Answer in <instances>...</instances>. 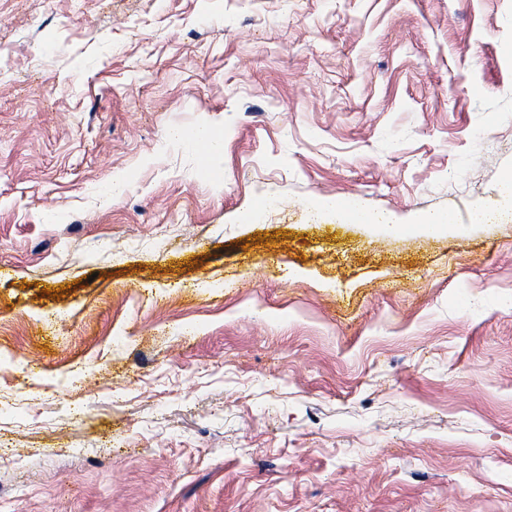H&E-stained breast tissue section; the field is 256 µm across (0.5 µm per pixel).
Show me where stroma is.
Listing matches in <instances>:
<instances>
[{
    "label": "stroma",
    "mask_w": 512,
    "mask_h": 512,
    "mask_svg": "<svg viewBox=\"0 0 512 512\" xmlns=\"http://www.w3.org/2000/svg\"><path fill=\"white\" fill-rule=\"evenodd\" d=\"M510 168L512 0H0V512H512ZM316 207L319 212L336 218L337 223L376 225L384 232L438 230L454 233L458 230L455 217L448 212L418 213L413 216L410 224H395L391 217L370 213L353 200L322 197L316 202Z\"/></svg>",
    "instance_id": "obj_1"
}]
</instances>
